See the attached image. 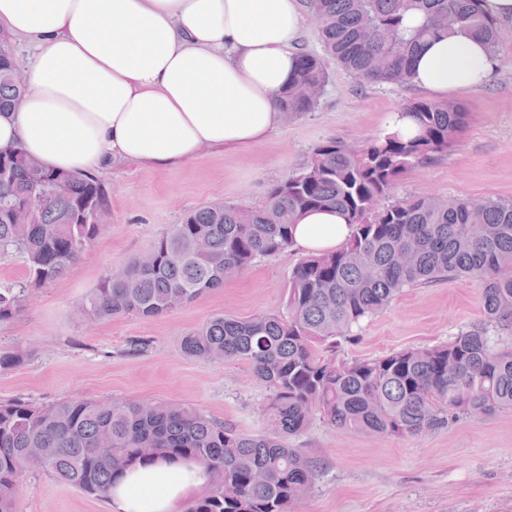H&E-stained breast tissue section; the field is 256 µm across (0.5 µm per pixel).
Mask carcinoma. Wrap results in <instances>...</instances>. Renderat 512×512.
<instances>
[{"label":"carcinoma","instance_id":"cac0c4a2","mask_svg":"<svg viewBox=\"0 0 512 512\" xmlns=\"http://www.w3.org/2000/svg\"><path fill=\"white\" fill-rule=\"evenodd\" d=\"M302 7L317 18L323 54L301 51L277 95L285 115L315 110L311 89L327 85L330 59L362 82L404 85L418 48L438 34L473 31L493 57L500 54L501 23L472 0H302ZM410 12L421 14L413 29L404 26ZM23 89L11 44L0 36V114ZM404 110L416 121L414 136L323 142L260 206H206L169 225L148 265L136 260L106 277L83 306L95 319L162 315L174 299L191 303L292 249L301 213L344 212L350 235L295 265L285 314L216 315L180 340L186 356L251 365L270 390L266 431L241 433L174 402L0 403V512H16L25 462L44 449V471L88 495L109 497L116 474L136 464L182 458L210 475L189 512H293L298 488L315 483L316 465L288 438L316 414L338 429L414 437L512 410V200L394 198L400 178L446 153L467 119L448 101L416 100ZM32 194L39 201L20 224L18 211ZM106 207L96 176L40 169L19 147L0 153V255H21L27 269L23 282L0 288V322L20 311L29 291L66 274L98 235ZM458 277L480 290L478 323L444 344L336 360L341 341L404 289ZM258 472L266 476L261 484Z\"/></svg>","mask_w":512,"mask_h":512}]
</instances>
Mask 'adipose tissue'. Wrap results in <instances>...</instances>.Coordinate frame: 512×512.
Returning <instances> with one entry per match:
<instances>
[{
	"label": "adipose tissue",
	"mask_w": 512,
	"mask_h": 512,
	"mask_svg": "<svg viewBox=\"0 0 512 512\" xmlns=\"http://www.w3.org/2000/svg\"><path fill=\"white\" fill-rule=\"evenodd\" d=\"M303 24L300 0H0V33L33 49L25 92L0 115V152L86 175L259 143L281 118L275 95L297 69ZM495 68L480 36L444 35L418 51L412 83L444 101ZM350 232L338 211L309 212L294 246L330 251ZM208 480L196 462L158 460L118 475L112 512H173Z\"/></svg>",
	"instance_id": "adipose-tissue-1"
}]
</instances>
